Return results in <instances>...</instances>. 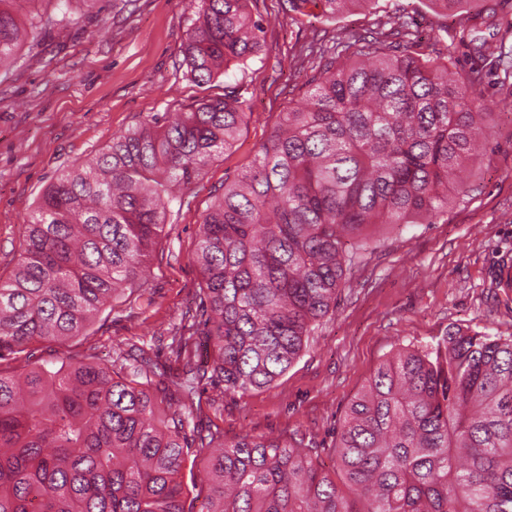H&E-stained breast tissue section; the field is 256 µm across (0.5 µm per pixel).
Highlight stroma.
I'll return each instance as SVG.
<instances>
[{
	"label": "stroma",
	"instance_id": "stroma-1",
	"mask_svg": "<svg viewBox=\"0 0 512 512\" xmlns=\"http://www.w3.org/2000/svg\"><path fill=\"white\" fill-rule=\"evenodd\" d=\"M195 0H24L46 18L29 31L15 58L0 67V277L15 268L26 226L46 185L104 151L113 137L155 114L174 112L233 88L247 101L235 145L211 161L170 216L141 293L104 307L84 335L63 344L35 342L0 355V369L60 365L69 358L121 364L136 349L179 371L170 343L186 335L194 361L210 367L202 334V275L194 261L202 217L225 180L254 157L281 112L299 102L315 64L306 47L337 37L386 33L411 22L418 53L476 78L492 114L484 153L468 162L467 192L449 188L448 208L427 224L375 226L346 271L333 312L321 320L300 358L271 385L228 393L220 377L200 386L193 420L225 444L243 437L312 448L326 471L335 464L336 431L378 363L405 346L435 343L461 327L512 336V290L497 287L512 265V0H491L482 18L442 15L427 0H373L336 24L298 18L287 0H251L264 32L262 51L206 85L186 76L183 45ZM478 27L496 47L480 56L463 41Z\"/></svg>",
	"mask_w": 512,
	"mask_h": 512
}]
</instances>
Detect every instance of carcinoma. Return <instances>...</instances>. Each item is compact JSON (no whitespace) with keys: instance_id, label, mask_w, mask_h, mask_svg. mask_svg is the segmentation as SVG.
Segmentation results:
<instances>
[{"instance_id":"carcinoma-1","label":"carcinoma","mask_w":512,"mask_h":512,"mask_svg":"<svg viewBox=\"0 0 512 512\" xmlns=\"http://www.w3.org/2000/svg\"><path fill=\"white\" fill-rule=\"evenodd\" d=\"M16 2L0 0V65L24 36ZM248 2L200 0L183 48L193 82L258 56L263 27ZM287 2L300 14L312 2L328 22L372 0ZM428 2L453 14L480 0ZM308 50L317 64L303 100L202 218L205 336L226 392L288 371L366 229L448 208V184L465 188L460 169L491 120L446 62L362 35ZM245 116L226 90L139 123L48 184L0 279V353L80 336L107 302L144 287L167 214ZM185 366L176 380L136 356L0 373V512H185L193 450L206 456L200 512H512V336L457 328L382 360L347 409L332 473L306 448L202 434L183 409L203 375Z\"/></svg>"}]
</instances>
